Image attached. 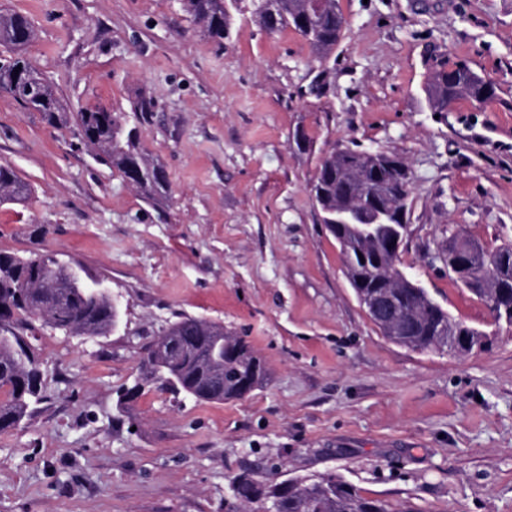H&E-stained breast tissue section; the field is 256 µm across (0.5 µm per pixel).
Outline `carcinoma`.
I'll return each instance as SVG.
<instances>
[{
	"label": "carcinoma",
	"mask_w": 512,
	"mask_h": 512,
	"mask_svg": "<svg viewBox=\"0 0 512 512\" xmlns=\"http://www.w3.org/2000/svg\"><path fill=\"white\" fill-rule=\"evenodd\" d=\"M249 2L252 15L270 33L291 28L310 41L319 54L326 56L336 46L344 28L343 16L336 8L325 10L311 31L302 30L297 22L295 5L301 0H273V11L261 9L257 0H183V6L194 20L206 25L208 36L218 43L229 37L235 17ZM32 37L27 18L17 14H0V43L20 47ZM28 69L31 63L16 57L0 65V89L10 93L23 107L41 113L51 126L69 121L68 106L55 94L50 83L36 77L29 85L12 83V72ZM430 101H455L469 97L483 101L494 96L493 84L466 63L435 72L427 87ZM80 135L97 149L110 166L133 183L143 197L157 202L166 192V185L151 182L162 165L150 160L140 148V130L129 124L123 113L106 109L77 113ZM363 151L345 148L321 160L312 186L321 222L336 223V206L363 194V188L387 195L390 209L379 214L366 210L357 216L355 226L345 230L348 250L341 252L345 276L354 291L386 290V267L390 254L386 246L405 236L403 216L407 212L411 173L398 155L381 153L377 166L365 168L364 176L348 170L358 163ZM28 186L14 169L0 165V202L22 201ZM487 260L465 271L461 278L470 292L492 301L497 284L512 288V243L493 251L483 250ZM86 280L73 274L50 253L31 251L27 255L0 251V432L20 425L29 407L45 398V373L40 369L33 344L23 332L35 334L49 327L63 333L89 337L105 336L118 323L119 308L112 295L93 292ZM401 313L411 322L404 345L427 350L437 345V325L451 320L441 307L426 306L424 289L404 282L395 289ZM169 352L158 356L155 345L147 349L144 376L131 387L143 393L145 386L158 383L185 394L193 390L195 399L224 401L238 398L240 378L256 373L265 381V362L241 336L224 335L221 323L203 318L183 316L164 332ZM233 495L247 500L235 512H265V501L276 503L277 512H387L377 499L361 495L353 485L333 476L294 482L260 483L239 476L231 481Z\"/></svg>",
	"instance_id": "carcinoma-1"
}]
</instances>
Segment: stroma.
<instances>
[{"mask_svg": "<svg viewBox=\"0 0 512 512\" xmlns=\"http://www.w3.org/2000/svg\"><path fill=\"white\" fill-rule=\"evenodd\" d=\"M338 6L344 36L322 60L248 15L216 44L181 0H0L31 21L22 54L71 112L152 98L140 143L169 179L145 200L76 121L0 91V164L29 186L0 204V250L83 268L121 313L106 337L39 332L47 398L0 432V512H232L244 474H334L388 512H512V325L434 259L454 232L512 243V0ZM459 62L495 94L434 113L427 78ZM346 147L404 158L400 267L486 347L412 350L365 313L310 192ZM183 315L242 336L268 381L223 402L155 385L120 407Z\"/></svg>", "mask_w": 512, "mask_h": 512, "instance_id": "obj_1", "label": "stroma"}]
</instances>
